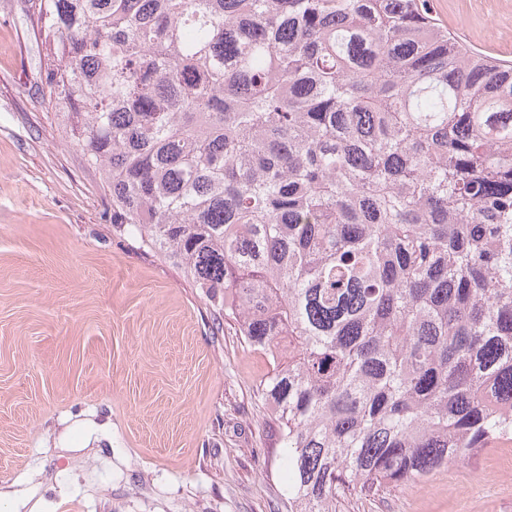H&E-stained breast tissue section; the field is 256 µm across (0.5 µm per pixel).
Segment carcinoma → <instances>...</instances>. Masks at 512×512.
<instances>
[{
  "instance_id": "carcinoma-1",
  "label": "carcinoma",
  "mask_w": 512,
  "mask_h": 512,
  "mask_svg": "<svg viewBox=\"0 0 512 512\" xmlns=\"http://www.w3.org/2000/svg\"><path fill=\"white\" fill-rule=\"evenodd\" d=\"M112 223L244 341L290 512L512 438V62L429 0H39Z\"/></svg>"
}]
</instances>
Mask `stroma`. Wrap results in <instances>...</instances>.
Returning a JSON list of instances; mask_svg holds the SVG:
<instances>
[{"label":"stroma","instance_id":"obj_1","mask_svg":"<svg viewBox=\"0 0 512 512\" xmlns=\"http://www.w3.org/2000/svg\"><path fill=\"white\" fill-rule=\"evenodd\" d=\"M512 61V0H431ZM24 0H0V512H288L286 449L245 344L137 236L38 91ZM337 512H512V440Z\"/></svg>","mask_w":512,"mask_h":512}]
</instances>
